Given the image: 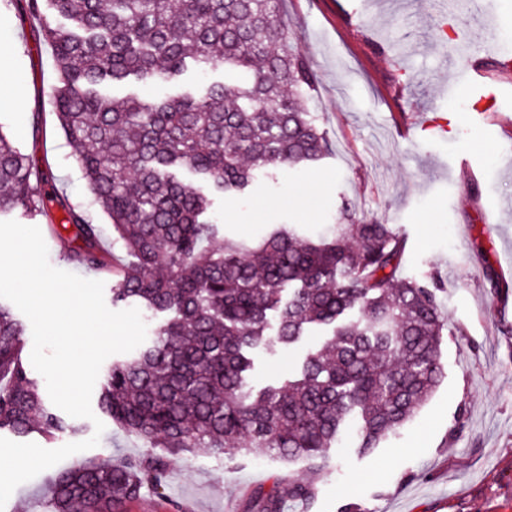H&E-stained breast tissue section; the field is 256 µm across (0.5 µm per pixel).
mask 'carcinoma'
<instances>
[{
	"mask_svg": "<svg viewBox=\"0 0 512 512\" xmlns=\"http://www.w3.org/2000/svg\"><path fill=\"white\" fill-rule=\"evenodd\" d=\"M282 2L26 0L52 48L55 119L126 261L112 267L102 229L84 210L37 192L46 166L1 131L0 214L43 217L72 262L112 272L113 305L170 314L149 342L112 362L100 396L114 423L164 453L60 472L50 512H115L145 488L160 492L167 453L264 448L320 471L348 427L357 428L358 452H371L444 375V285L431 274L400 276L405 240L393 225L358 220L344 205L331 235L288 224L256 244L226 238L212 247L211 195L240 194L328 152L307 108L310 65L288 37ZM219 67L225 81L200 94L145 101L104 91ZM51 203L63 214L59 228ZM25 331L0 303V430H81L50 412L28 376ZM316 335L294 376L278 387L249 383L251 351H285ZM316 495L315 484L290 478L254 492L253 512Z\"/></svg>",
	"mask_w": 512,
	"mask_h": 512,
	"instance_id": "cac0c4a2",
	"label": "carcinoma"
}]
</instances>
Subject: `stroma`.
Returning <instances> with one entry per match:
<instances>
[{"instance_id": "1", "label": "stroma", "mask_w": 512, "mask_h": 512, "mask_svg": "<svg viewBox=\"0 0 512 512\" xmlns=\"http://www.w3.org/2000/svg\"><path fill=\"white\" fill-rule=\"evenodd\" d=\"M283 21L308 57V102L329 154L310 168L283 170L247 194L213 196L220 235L257 239L277 224L328 231L341 203L358 217L396 226L406 240L401 272L434 274L448 332L446 374L417 416L370 455L355 454L347 431L330 468L250 457L183 453L169 459L163 494L143 491L122 512H249L257 489L292 478L315 483L308 510L343 512H512V0H285ZM196 71L166 84L110 87L145 100L195 92L223 79ZM51 48L36 25L0 10V84L14 103L0 128L27 154L46 160L49 180L95 223L76 155L53 116ZM507 287L493 293L489 275ZM304 347L252 355L251 382L288 377ZM148 446L106 423L98 446L64 459L141 458ZM47 469L13 492L1 512H48Z\"/></svg>"}]
</instances>
